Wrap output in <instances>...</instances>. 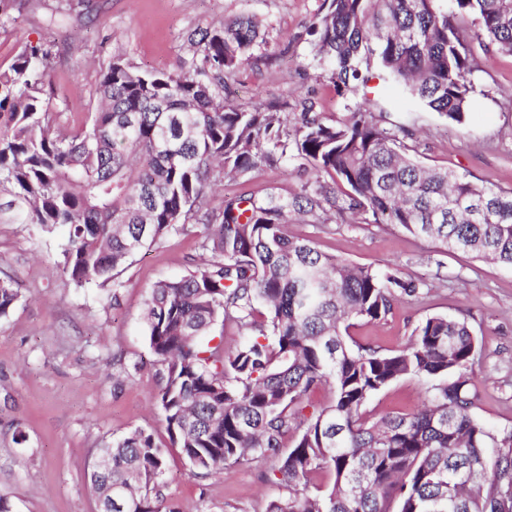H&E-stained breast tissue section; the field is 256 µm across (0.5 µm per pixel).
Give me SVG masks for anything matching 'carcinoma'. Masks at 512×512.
<instances>
[{"instance_id":"carcinoma-1","label":"carcinoma","mask_w":512,"mask_h":512,"mask_svg":"<svg viewBox=\"0 0 512 512\" xmlns=\"http://www.w3.org/2000/svg\"><path fill=\"white\" fill-rule=\"evenodd\" d=\"M312 60L336 92L373 80L406 103L363 95L330 121L224 101V76L263 43L239 17L195 29L200 60L170 72L114 58L98 103L70 129L45 94L51 52L26 44L0 67V193L13 221L66 228L63 271L112 289L132 256L170 235L199 237V258L150 289L146 325L158 365L155 404L169 445L135 428L98 449L96 512H184L164 494L168 448L207 478L272 456L287 494L265 512H512V432L471 413L477 341L468 324L433 315L407 346L350 341L422 283L352 264L288 230L307 224H396L446 252L512 266V190L424 165L409 143L423 109L465 120L475 93L471 44L512 53V0H324ZM294 164L315 179L290 196L244 193L213 203L224 180ZM19 299L0 282V318ZM249 331L231 350L217 324ZM402 378L425 384L411 412L373 415L369 401ZM329 388L325 406L310 396Z\"/></svg>"}]
</instances>
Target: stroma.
<instances>
[{"mask_svg": "<svg viewBox=\"0 0 512 512\" xmlns=\"http://www.w3.org/2000/svg\"><path fill=\"white\" fill-rule=\"evenodd\" d=\"M323 0H15L13 25L0 29V66L24 43L52 51L47 88L69 125L94 110L103 70L120 56L142 70L167 72L191 58L186 33L239 16L259 20L264 42L250 62L224 79L226 100L247 109L316 111L338 120L361 91L336 93L310 56L309 24ZM477 92L465 124L433 112L415 115L423 164L449 168L487 185L512 189V54L486 58L472 44ZM314 175L291 166L264 168L248 182L228 181L224 195L250 191L290 195ZM318 249L358 265L395 269L423 282L417 296L395 304L383 320L355 322L350 333L383 351L405 345L426 317L465 321L479 343L471 379V412L499 432L512 431V268L464 253L397 226L293 223ZM63 231L39 234L0 222V281L20 299L0 318V496L11 512H95L86 473L98 448L139 427L166 437L154 404L156 367L145 309L150 288L184 274L198 255L192 236L172 235L135 254L119 292L74 286L56 268ZM421 384L399 380L369 403L371 413L409 412ZM26 440L16 443V432ZM273 459L244 461L228 473L190 475L178 453L167 459L168 499L190 512H264L284 489L268 479Z\"/></svg>", "mask_w": 512, "mask_h": 512, "instance_id": "1", "label": "stroma"}]
</instances>
